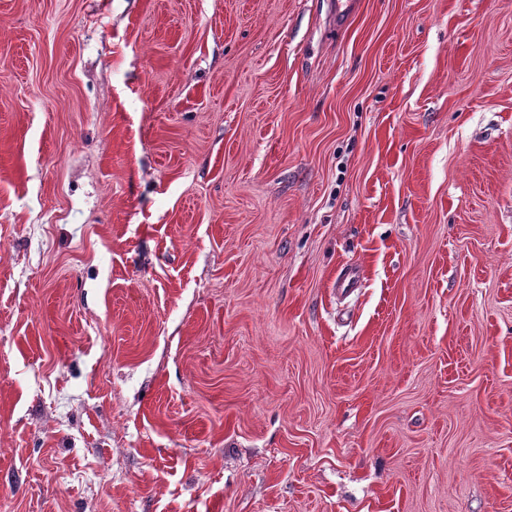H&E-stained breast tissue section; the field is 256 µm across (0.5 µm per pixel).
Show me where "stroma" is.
Returning a JSON list of instances; mask_svg holds the SVG:
<instances>
[{
	"label": "stroma",
	"instance_id": "35a3bbf8",
	"mask_svg": "<svg viewBox=\"0 0 512 512\" xmlns=\"http://www.w3.org/2000/svg\"><path fill=\"white\" fill-rule=\"evenodd\" d=\"M330 11L0 0V512H512V0Z\"/></svg>",
	"mask_w": 512,
	"mask_h": 512
}]
</instances>
